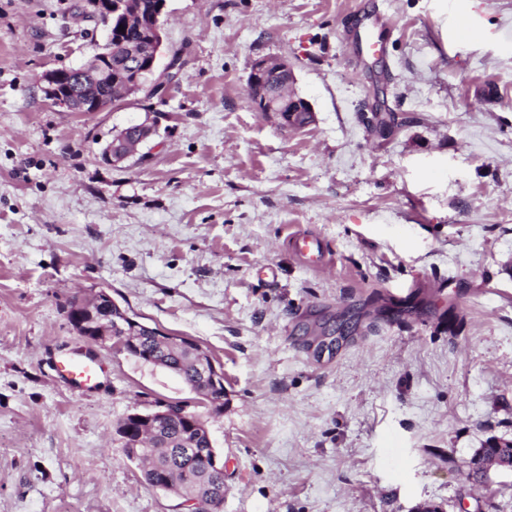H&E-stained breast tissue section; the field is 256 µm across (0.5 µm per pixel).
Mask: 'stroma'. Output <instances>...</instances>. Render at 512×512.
I'll return each mask as SVG.
<instances>
[{"instance_id":"obj_1","label":"stroma","mask_w":512,"mask_h":512,"mask_svg":"<svg viewBox=\"0 0 512 512\" xmlns=\"http://www.w3.org/2000/svg\"><path fill=\"white\" fill-rule=\"evenodd\" d=\"M84 3L0 0V512H185L115 433L158 400L208 417L222 512H512V471L466 478L512 441V0H167L163 94L71 112L41 77L104 44ZM271 56L304 127L253 108ZM147 104L157 136L107 163ZM99 288L223 365L220 416L75 332ZM76 350L102 385L62 381ZM474 458L478 462L477 468H484L485 479L489 478V470L492 464H496L498 468L511 471L512 442L505 443L500 439H489L482 448L475 451Z\"/></svg>"}]
</instances>
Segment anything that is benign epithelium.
Returning a JSON list of instances; mask_svg holds the SVG:
<instances>
[{"instance_id":"obj_1","label":"benign epithelium","mask_w":512,"mask_h":512,"mask_svg":"<svg viewBox=\"0 0 512 512\" xmlns=\"http://www.w3.org/2000/svg\"><path fill=\"white\" fill-rule=\"evenodd\" d=\"M166 0H152L147 14L135 6L132 0H96L94 15L105 26L107 38L101 50L78 68H61L43 75V91L56 104L70 112H100L112 105V17H122V25H136L141 33L137 41L123 45L124 56L142 65V69L129 71L131 79L125 81L123 89L142 90V74L154 70L163 45L162 28ZM269 72L283 74L282 83L272 89L258 85L257 78ZM295 80L291 66L282 60L263 58L256 61L249 75V88L254 92V106L259 112H271L282 120L294 112H312L310 103L292 93ZM154 135L149 122L131 126L129 136L116 137L104 149V157L113 164L124 163L138 153V148ZM102 304L106 325L112 327V347L126 353L133 352L142 359L151 360L155 353L140 346L130 334L141 325L140 319L112 298V294L101 288L94 292ZM201 382L214 388L224 385V369L207 351L197 349ZM183 422L188 427L203 428L204 422L180 403L158 402L154 408L126 415L117 425L116 433L124 438L134 425L144 424L155 432L174 422ZM478 468L489 471L491 465L512 470V442L490 439L474 455Z\"/></svg>"}]
</instances>
